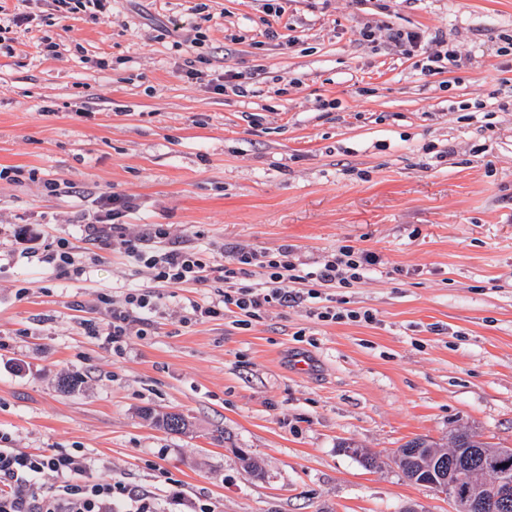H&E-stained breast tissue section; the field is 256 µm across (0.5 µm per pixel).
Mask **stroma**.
Wrapping results in <instances>:
<instances>
[{
	"instance_id": "35a3bbf8",
	"label": "stroma",
	"mask_w": 512,
	"mask_h": 512,
	"mask_svg": "<svg viewBox=\"0 0 512 512\" xmlns=\"http://www.w3.org/2000/svg\"><path fill=\"white\" fill-rule=\"evenodd\" d=\"M8 8L31 20L0 43V170L22 171L0 179L5 447L84 455L85 481L149 491L159 512L174 486L215 512H452L394 452L463 425L512 448V0ZM390 28L423 31L427 52ZM436 36L455 58L429 63ZM103 192L132 201L129 234L162 224L227 264L252 246L307 269L372 251L331 294L373 319L323 322L305 301L249 327L196 321L212 281L165 289L112 347L91 333L110 320L98 296L145 277L85 239ZM22 225L67 238L82 272L22 249Z\"/></svg>"
}]
</instances>
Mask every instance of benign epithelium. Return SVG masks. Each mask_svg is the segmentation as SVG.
Returning <instances> with one entry per match:
<instances>
[{"label": "benign epithelium", "instance_id": "1", "mask_svg": "<svg viewBox=\"0 0 512 512\" xmlns=\"http://www.w3.org/2000/svg\"><path fill=\"white\" fill-rule=\"evenodd\" d=\"M466 479L465 472L458 469L431 473L423 485L433 488L453 505V512H495L502 504L512 502V478L502 474L495 481L468 487L460 492V484Z\"/></svg>", "mask_w": 512, "mask_h": 512}]
</instances>
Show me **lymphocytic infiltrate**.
Masks as SVG:
<instances>
[{
	"mask_svg": "<svg viewBox=\"0 0 512 512\" xmlns=\"http://www.w3.org/2000/svg\"><path fill=\"white\" fill-rule=\"evenodd\" d=\"M130 208L126 199L101 194L91 220L83 225L86 238L111 244L145 268L150 280L149 286L127 292L121 304L113 305L109 334L114 343L122 342L131 325L148 323L158 309L162 289L203 284L216 275L224 282L220 298L192 303L195 319L232 313L248 325L262 319L272 305L303 301L316 303V315L325 321L371 318L367 312L323 304L321 291L360 282L379 261L373 252L343 245L317 269L307 271L291 261L289 249L270 253L249 248L237 251L233 265H217L203 253L168 242L163 225L148 224L138 235H128L122 217ZM88 467L81 455L0 448V512H120L127 499L136 502L135 512H156L147 494L121 485L83 481ZM48 472L57 480L50 494L43 493L40 485L41 476Z\"/></svg>",
	"mask_w": 512,
	"mask_h": 512,
	"instance_id": "lymphocytic-infiltrate-1",
	"label": "lymphocytic infiltrate"
}]
</instances>
